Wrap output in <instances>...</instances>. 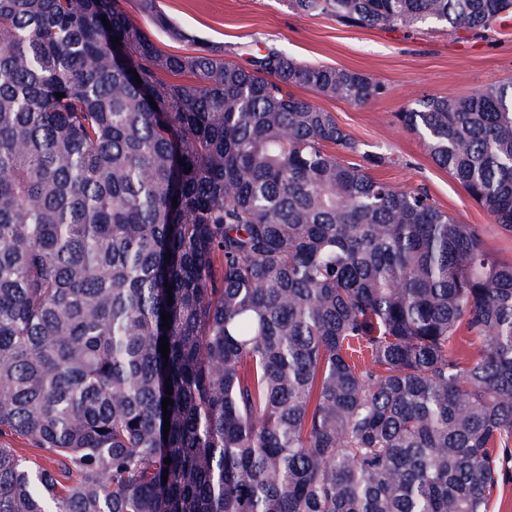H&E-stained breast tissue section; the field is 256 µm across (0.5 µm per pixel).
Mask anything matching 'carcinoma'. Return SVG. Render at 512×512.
Wrapping results in <instances>:
<instances>
[{
	"mask_svg": "<svg viewBox=\"0 0 512 512\" xmlns=\"http://www.w3.org/2000/svg\"><path fill=\"white\" fill-rule=\"evenodd\" d=\"M128 2L186 38L157 0H0V438L38 451L0 443V512H489L512 264L291 92L381 85L272 46L166 53ZM290 6L512 20V0ZM398 120L512 230L511 80Z\"/></svg>",
	"mask_w": 512,
	"mask_h": 512,
	"instance_id": "1",
	"label": "carcinoma"
}]
</instances>
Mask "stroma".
Segmentation results:
<instances>
[{"label":"stroma","mask_w":512,"mask_h":512,"mask_svg":"<svg viewBox=\"0 0 512 512\" xmlns=\"http://www.w3.org/2000/svg\"><path fill=\"white\" fill-rule=\"evenodd\" d=\"M182 30L223 47L244 62L246 49L268 44L311 66L358 71L381 84L382 95L362 105L298 89V96L332 112L380 162L372 175L405 190L426 191L435 206L479 232L487 251L512 262V231L495 224L461 185L430 158L422 139L397 119L426 95L457 97L512 81V25L495 32L451 31L434 24L369 28L326 14H303L288 0H158Z\"/></svg>","instance_id":"1"}]
</instances>
